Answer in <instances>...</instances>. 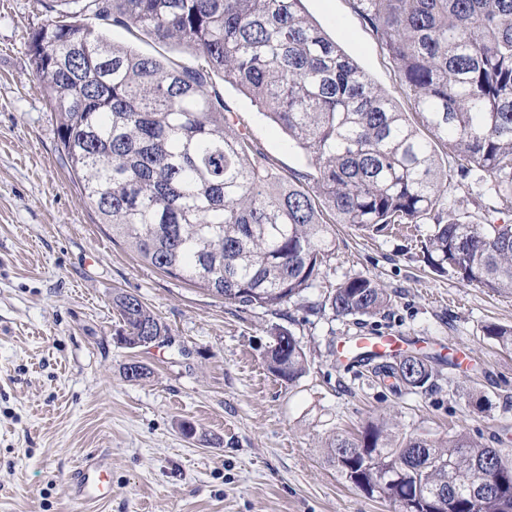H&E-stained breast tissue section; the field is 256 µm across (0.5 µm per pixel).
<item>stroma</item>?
Returning <instances> with one entry per match:
<instances>
[{"label":"stroma","instance_id":"35a3bbf8","mask_svg":"<svg viewBox=\"0 0 512 512\" xmlns=\"http://www.w3.org/2000/svg\"><path fill=\"white\" fill-rule=\"evenodd\" d=\"M48 0H0V512H72L70 474L88 451L112 462L98 512H393L328 464L339 432L381 417L396 433L465 431L512 454V351L482 328L512 325V294L439 273L423 260L432 224L370 235L336 227V251L314 288L279 311L228 303L155 269L105 225L70 175L54 114L31 76L27 43ZM310 20L402 111L393 62L356 0H302ZM110 40L193 67V52L121 27ZM213 82L282 172L306 154L221 76ZM376 279L390 294L372 317L313 313L336 284ZM134 294L167 340L120 344L114 292ZM300 341L305 373L288 383L265 358L271 327ZM356 336H400L429 357L434 385L391 391L340 357ZM147 376L128 381L126 363ZM196 433L185 437L181 426Z\"/></svg>","mask_w":512,"mask_h":512}]
</instances>
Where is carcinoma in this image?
<instances>
[{
    "mask_svg": "<svg viewBox=\"0 0 512 512\" xmlns=\"http://www.w3.org/2000/svg\"><path fill=\"white\" fill-rule=\"evenodd\" d=\"M55 19L28 41L32 76L49 101L65 161L101 224L145 262L228 303L279 311L314 286L336 248L333 225L369 234L434 221L422 246L435 270L512 294V224L496 208L448 194L476 174L512 209V0H356L393 61L428 135L301 8V0H55ZM139 31L192 50L180 67L110 41L82 22ZM244 91L306 151L309 171L284 177L210 81ZM442 147L462 182H448ZM390 295L375 279L328 291L333 315L372 317ZM122 341L167 327L138 298L117 292ZM483 334L512 350V326ZM267 366L294 382L299 340L272 328ZM389 386L426 389L428 360L406 354L372 368ZM327 461L394 512H512V459L467 434L445 440L392 433L370 420L338 434ZM402 473L385 484L373 461ZM486 477L477 501L455 489Z\"/></svg>",
    "mask_w": 512,
    "mask_h": 512,
    "instance_id": "cac0c4a2",
    "label": "carcinoma"
}]
</instances>
